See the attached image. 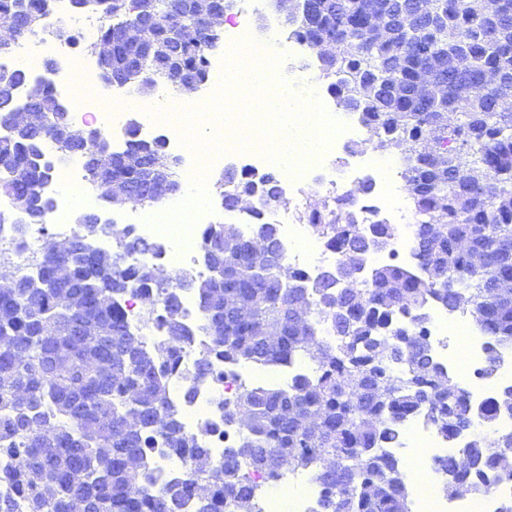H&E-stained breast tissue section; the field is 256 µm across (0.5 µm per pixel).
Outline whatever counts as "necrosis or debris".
I'll return each instance as SVG.
<instances>
[{
  "label": "necrosis or debris",
  "instance_id": "obj_1",
  "mask_svg": "<svg viewBox=\"0 0 512 512\" xmlns=\"http://www.w3.org/2000/svg\"><path fill=\"white\" fill-rule=\"evenodd\" d=\"M55 56L63 64L60 80L62 87H70L75 81L92 83L93 72L89 66L77 63L73 43L46 34L34 40L19 44L12 55L1 57L0 67L19 65L21 61L39 58L43 54ZM291 76L306 78V94L323 104L327 112L335 119L346 123L347 128L334 135L325 148V158L308 162L307 173L323 172L324 177L312 183L316 193L329 196L341 192H351L360 183H371L375 193L358 205L361 222H368L377 214L389 217V225L395 234L394 247L389 251L370 253L368 267H375L392 259L394 255H412L414 228L418 218L411 211L406 198L398 186L401 163L393 156L372 153L366 156L363 164L351 162L349 157L340 153V146L352 139L358 132V126L352 113L347 112L322 84L310 81V69H291ZM46 157L52 158V172L62 184L57 194L56 215H64L72 202L85 194L86 174L80 158L60 156L54 145L43 149ZM263 218L275 225L280 240L293 267L305 276H313L323 265L335 262L336 252L328 239L318 234L309 224L294 220L289 213L282 211L278 204L263 206ZM485 339L482 335L469 337L467 358L470 368L475 372L477 382L470 388L469 395L473 404L485 406L496 400L502 385L512 381V348L500 351L501 366L497 372L482 374L485 359ZM196 362L195 350H186L178 368L170 375L171 401L180 410L186 426L200 431L206 438L215 456H222L224 448L234 439V433L224 425V400L231 396L240 384L249 381L252 370L248 367L217 364L220 375L216 381H196L192 371ZM193 389L192 400L183 397L186 389ZM400 428L405 437L420 442L424 447L418 462L427 474V485L422 494L423 504L429 512H497L500 501L512 500V483H498L485 492L461 495L455 498L439 496L437 487L447 481L448 476L440 470L438 458L458 453L462 440L449 441L431 428L423 416L417 415L401 422ZM248 479L254 485L264 489L263 512H316L321 490L309 476L292 475L287 484L280 485L259 473L249 474Z\"/></svg>",
  "mask_w": 512,
  "mask_h": 512
}]
</instances>
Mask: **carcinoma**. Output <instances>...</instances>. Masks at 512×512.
Returning a JSON list of instances; mask_svg holds the SVG:
<instances>
[{
    "instance_id": "cac0c4a2",
    "label": "carcinoma",
    "mask_w": 512,
    "mask_h": 512,
    "mask_svg": "<svg viewBox=\"0 0 512 512\" xmlns=\"http://www.w3.org/2000/svg\"><path fill=\"white\" fill-rule=\"evenodd\" d=\"M85 10L106 19L99 39L112 40V25L156 19L160 51L157 68L142 62L151 91L159 83L176 86L179 69L209 79L210 52L222 41L207 35L199 44L180 40L165 27L172 15L192 22L196 0H85ZM313 7L284 19L290 39L313 38V15L336 27V53L316 56L319 78L342 105L357 84L375 89L361 112L374 149L401 156L407 197L420 218L413 254L419 272L382 264L367 281L345 287L340 278L360 263L363 238L351 195L322 202L301 216L327 237L339 254L330 276L311 282L288 263L274 225L253 210L255 230L276 252L261 262L236 225H209L199 249L223 252L224 278L181 274L173 281L162 269L135 257L158 250L133 232L117 249H94L87 261L64 244L45 240L19 272L14 261L0 262L22 288H0V512H172L194 500L197 512H257L255 488L246 477L259 471L279 480L290 471L308 472L322 488L317 512H410V493L399 462L383 448L400 441L396 423L422 413L445 439L471 424L474 405L466 387L440 366L429 341L427 303L435 299L448 313H468L487 342L483 372L498 367L499 350L512 347V293L494 292L495 281L512 278V0H499L490 17L484 0H422L440 20L425 39L406 37L389 23L382 41L372 33L371 12L395 0H307ZM43 0H0V20L17 16L29 28L15 43L0 44L8 55L16 43L44 29ZM137 52L124 44L112 50L110 68L120 72ZM431 72L432 90L417 93L419 71ZM502 75L496 87L483 73ZM28 85L24 106L49 121L69 124L54 112L56 95L48 83L21 69L0 71V116L20 108L15 89ZM46 140L33 132L0 143V198L27 196V208L0 224L13 225L12 251L28 250L30 233L45 235L54 206L42 194L47 171L34 162ZM126 151L149 164L161 150L132 139ZM90 188L102 193L101 179L135 185L146 171H114L112 160L82 154ZM231 203L252 196L262 203L282 196L279 180H260L227 171L216 182ZM376 247L392 248L391 229L372 221ZM104 225L77 224L71 238L107 236ZM485 259L472 268L470 255ZM69 266L68 276L50 281L45 271ZM151 298L148 320L168 337L153 350L126 318L130 290ZM193 291L209 342L196 349L193 378L218 379L216 362L266 366L303 354L313 377L287 387L243 385L224 399V424L238 439L213 458L203 434L187 427L170 402L168 376L181 353L193 346L194 332L183 320L182 293ZM250 311L241 320L228 296ZM336 332V344L319 339L318 318ZM56 324L53 335L42 324ZM487 421L512 413V385L481 408ZM139 418V428L127 421ZM51 428L46 441L42 431ZM163 443L185 455L186 472L171 483L151 482L142 460ZM512 449V432L469 439L459 453L438 460L448 473L440 487L456 495L460 483L486 490L490 479L511 482L498 469V450Z\"/></svg>"
}]
</instances>
